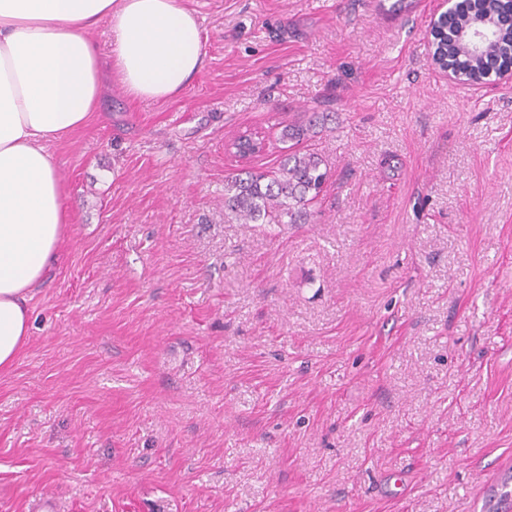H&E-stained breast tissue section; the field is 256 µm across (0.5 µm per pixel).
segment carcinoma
<instances>
[{
    "instance_id": "obj_1",
    "label": "carcinoma",
    "mask_w": 512,
    "mask_h": 512,
    "mask_svg": "<svg viewBox=\"0 0 512 512\" xmlns=\"http://www.w3.org/2000/svg\"><path fill=\"white\" fill-rule=\"evenodd\" d=\"M486 12L512 13V0H457L453 13L431 32L439 58L474 80L512 65V29H500L482 44L476 60L459 56L453 36L459 26ZM332 121L330 112H313L305 120L290 123L280 132L288 154L273 171L237 174L224 180V216L245 224H307L311 206L322 194L329 172L322 155L304 146Z\"/></svg>"
}]
</instances>
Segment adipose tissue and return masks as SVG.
<instances>
[{
	"label": "adipose tissue",
	"instance_id": "obj_1",
	"mask_svg": "<svg viewBox=\"0 0 512 512\" xmlns=\"http://www.w3.org/2000/svg\"><path fill=\"white\" fill-rule=\"evenodd\" d=\"M104 22L106 59L88 37ZM205 56L183 0H0V371L27 343L29 303L69 223L48 143L90 121L108 73L135 99L165 101Z\"/></svg>",
	"mask_w": 512,
	"mask_h": 512
}]
</instances>
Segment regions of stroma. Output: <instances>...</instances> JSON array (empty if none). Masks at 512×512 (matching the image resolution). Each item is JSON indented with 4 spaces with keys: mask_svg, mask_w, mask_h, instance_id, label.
<instances>
[{
    "mask_svg": "<svg viewBox=\"0 0 512 512\" xmlns=\"http://www.w3.org/2000/svg\"><path fill=\"white\" fill-rule=\"evenodd\" d=\"M186 2L185 91L109 81L49 146L70 224L0 372V512H486L512 471V80L433 64L441 0ZM314 110L309 223L225 218V179Z\"/></svg>",
    "mask_w": 512,
    "mask_h": 512,
    "instance_id": "obj_1",
    "label": "stroma"
}]
</instances>
